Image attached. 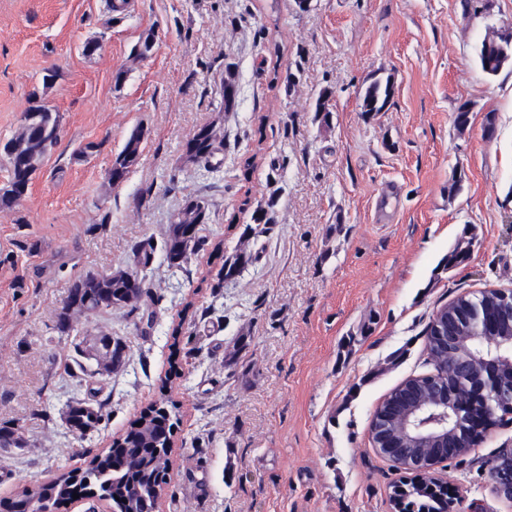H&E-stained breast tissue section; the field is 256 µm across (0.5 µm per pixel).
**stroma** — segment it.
Listing matches in <instances>:
<instances>
[{
    "instance_id": "stroma-1",
    "label": "stroma",
    "mask_w": 512,
    "mask_h": 512,
    "mask_svg": "<svg viewBox=\"0 0 512 512\" xmlns=\"http://www.w3.org/2000/svg\"><path fill=\"white\" fill-rule=\"evenodd\" d=\"M512 23V0L463 14L460 0H0V145L29 96L62 130L27 194L0 212V500L57 469L84 470L161 394L178 408L168 493L158 512H390L400 477L372 450L384 396L430 373L426 329L465 294L512 289V69L487 76L476 50ZM152 37V50L133 49ZM98 51L86 54V44ZM233 65L238 105L217 114ZM382 111H362L372 81ZM470 110L464 128L459 106ZM222 120L208 166L184 162L197 127ZM138 165L109 171L133 132ZM459 193H449L453 177ZM399 206L374 219L389 185ZM222 243L172 273L159 247L186 200ZM267 205L269 222L252 218ZM157 245L139 314L80 317L81 335L126 346L122 370L74 387L55 330L71 284L132 269ZM467 260L445 265L455 245ZM241 272L218 282L224 257ZM104 403L77 438L61 410ZM512 444L498 424L437 478L454 512H512L488 464ZM392 93L393 88L390 82L386 81L385 84L379 80L371 82L366 86L362 94V111H382L388 103Z\"/></svg>"
}]
</instances>
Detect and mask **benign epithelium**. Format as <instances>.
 <instances>
[{"instance_id": "7a95c632", "label": "benign epithelium", "mask_w": 512, "mask_h": 512, "mask_svg": "<svg viewBox=\"0 0 512 512\" xmlns=\"http://www.w3.org/2000/svg\"><path fill=\"white\" fill-rule=\"evenodd\" d=\"M439 354L448 378H461L466 395L461 397L448 383H443L401 411L391 407L379 413L389 418L395 431L374 444L381 455H395L406 450L404 463L409 469L422 470L421 477L431 479V470L418 450L450 454L458 448H471L474 439L484 437L498 421L492 415L489 398L504 381L512 388V319L496 318L479 322L467 334L460 335L458 324L448 321V335L439 337ZM493 491L502 495L510 490L512 470L503 473L497 461L489 463Z\"/></svg>"}]
</instances>
